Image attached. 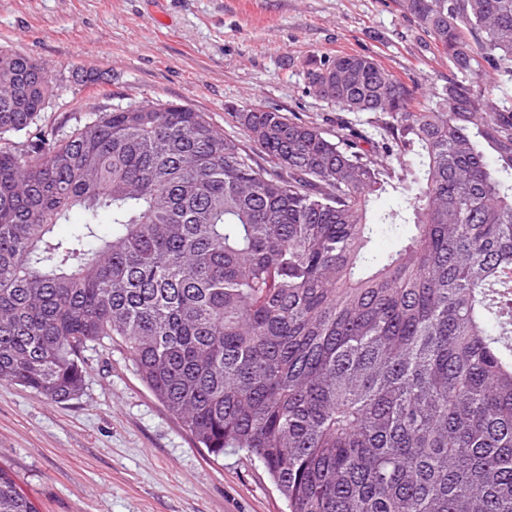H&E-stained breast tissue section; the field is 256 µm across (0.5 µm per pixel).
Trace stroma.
Wrapping results in <instances>:
<instances>
[{"instance_id":"stroma-1","label":"stroma","mask_w":512,"mask_h":512,"mask_svg":"<svg viewBox=\"0 0 512 512\" xmlns=\"http://www.w3.org/2000/svg\"><path fill=\"white\" fill-rule=\"evenodd\" d=\"M0 50L35 58L53 89L17 143L96 108L182 103L246 141L259 104L336 133L309 74L373 56L415 94L448 60L396 0H0ZM82 393L55 403L0 382V469L37 512H288L255 458H214L139 379L124 348L87 354Z\"/></svg>"}]
</instances>
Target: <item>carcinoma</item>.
<instances>
[{
	"mask_svg": "<svg viewBox=\"0 0 512 512\" xmlns=\"http://www.w3.org/2000/svg\"><path fill=\"white\" fill-rule=\"evenodd\" d=\"M398 5L451 75L418 100L371 56L321 64L318 97L363 118L333 138L236 112L248 147L147 103L0 148V381L69 401L86 352L120 345L288 512H512V102L489 103L512 81V0ZM49 94L34 58L0 51V135ZM382 195L409 212L372 215ZM0 512H36L3 470ZM409 234V228L398 225L396 228L384 226L374 236L371 246L379 253H388L399 248Z\"/></svg>",
	"mask_w": 512,
	"mask_h": 512,
	"instance_id": "1",
	"label": "carcinoma"
}]
</instances>
